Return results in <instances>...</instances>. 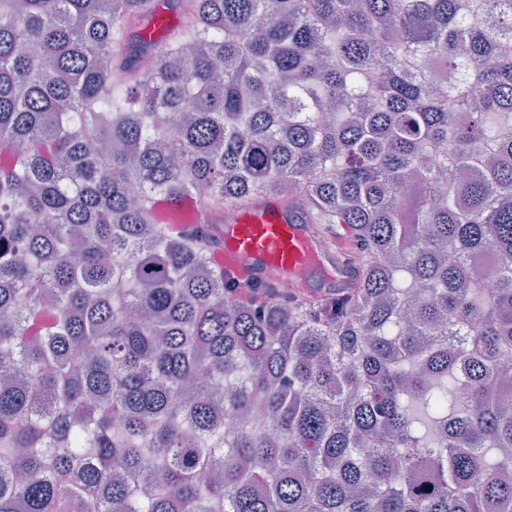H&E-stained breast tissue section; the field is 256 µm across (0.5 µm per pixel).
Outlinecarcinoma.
Wrapping results in <instances>:
<instances>
[{
	"label": "carcinoma",
	"mask_w": 512,
	"mask_h": 512,
	"mask_svg": "<svg viewBox=\"0 0 512 512\" xmlns=\"http://www.w3.org/2000/svg\"><path fill=\"white\" fill-rule=\"evenodd\" d=\"M144 2L0 0V512H512V0ZM234 223L219 228L224 236L214 252L224 273L241 281L261 279L278 282L303 279L319 266L329 273L325 281L340 288L350 279V267L340 263L335 252L315 249L312 225L300 210L286 209L276 198L265 195L241 213Z\"/></svg>",
	"instance_id": "1"
}]
</instances>
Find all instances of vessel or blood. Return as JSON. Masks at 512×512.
Here are the masks:
<instances>
[{
  "label": "vessel or blood",
  "mask_w": 512,
  "mask_h": 512,
  "mask_svg": "<svg viewBox=\"0 0 512 512\" xmlns=\"http://www.w3.org/2000/svg\"><path fill=\"white\" fill-rule=\"evenodd\" d=\"M222 234L214 260L235 279H303L316 267L328 270V281L336 286L350 279L349 266L340 263L337 254L315 249L305 214L286 209L272 196L253 201L237 214L235 222L225 224Z\"/></svg>",
  "instance_id": "vessel-or-blood-1"
}]
</instances>
